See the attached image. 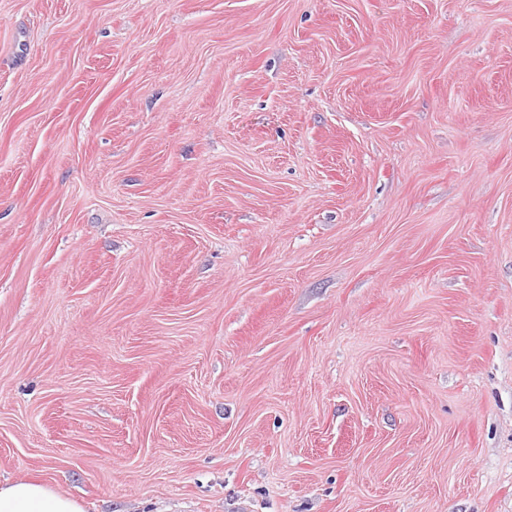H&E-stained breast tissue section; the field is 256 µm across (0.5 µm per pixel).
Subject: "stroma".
I'll list each match as a JSON object with an SVG mask.
<instances>
[{
    "label": "stroma",
    "mask_w": 512,
    "mask_h": 512,
    "mask_svg": "<svg viewBox=\"0 0 512 512\" xmlns=\"http://www.w3.org/2000/svg\"><path fill=\"white\" fill-rule=\"evenodd\" d=\"M84 512H512V0H0V481Z\"/></svg>",
    "instance_id": "obj_1"
}]
</instances>
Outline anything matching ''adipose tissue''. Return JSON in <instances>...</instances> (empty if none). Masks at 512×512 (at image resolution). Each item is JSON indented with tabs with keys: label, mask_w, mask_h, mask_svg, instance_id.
I'll use <instances>...</instances> for the list:
<instances>
[{
	"label": "adipose tissue",
	"mask_w": 512,
	"mask_h": 512,
	"mask_svg": "<svg viewBox=\"0 0 512 512\" xmlns=\"http://www.w3.org/2000/svg\"><path fill=\"white\" fill-rule=\"evenodd\" d=\"M0 512H84L82 505L54 486L26 479L0 483Z\"/></svg>",
	"instance_id": "obj_1"
}]
</instances>
